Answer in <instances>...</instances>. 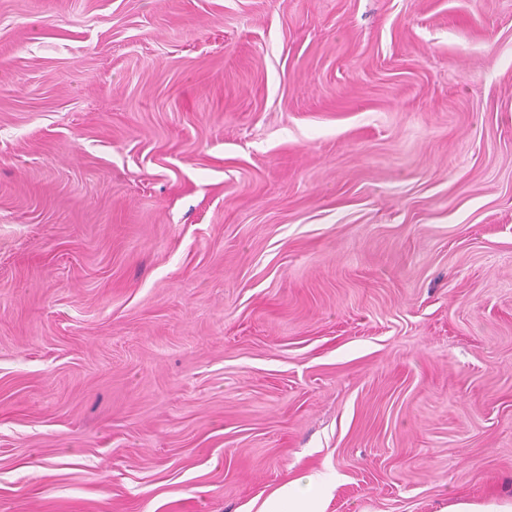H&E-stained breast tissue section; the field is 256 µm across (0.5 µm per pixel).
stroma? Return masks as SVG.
I'll return each instance as SVG.
<instances>
[{"instance_id":"obj_1","label":"stroma","mask_w":512,"mask_h":512,"mask_svg":"<svg viewBox=\"0 0 512 512\" xmlns=\"http://www.w3.org/2000/svg\"><path fill=\"white\" fill-rule=\"evenodd\" d=\"M512 492V0H0V512ZM334 487V480L325 473L306 474L280 487L256 512H278L283 501L288 502V512H325Z\"/></svg>"}]
</instances>
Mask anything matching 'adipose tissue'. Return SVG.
Here are the masks:
<instances>
[{
    "label": "adipose tissue",
    "mask_w": 512,
    "mask_h": 512,
    "mask_svg": "<svg viewBox=\"0 0 512 512\" xmlns=\"http://www.w3.org/2000/svg\"><path fill=\"white\" fill-rule=\"evenodd\" d=\"M334 487L333 479L324 473L306 474L280 487L256 512H279L283 504L288 512H325Z\"/></svg>",
    "instance_id": "1"
}]
</instances>
